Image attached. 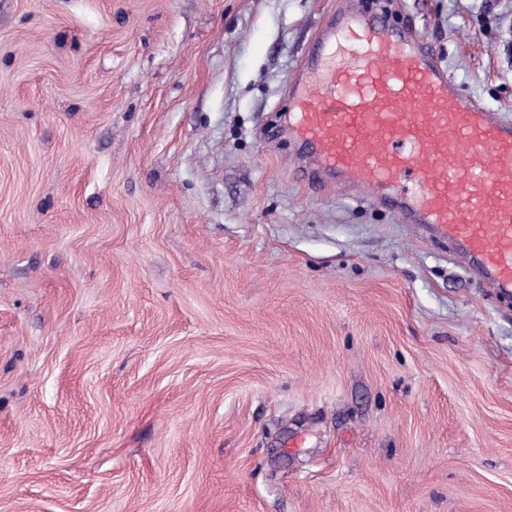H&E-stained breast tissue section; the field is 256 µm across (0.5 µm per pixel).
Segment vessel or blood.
I'll list each match as a JSON object with an SVG mask.
<instances>
[{"mask_svg":"<svg viewBox=\"0 0 512 512\" xmlns=\"http://www.w3.org/2000/svg\"><path fill=\"white\" fill-rule=\"evenodd\" d=\"M287 112L302 181L366 192L512 293V123L460 95L428 40L379 7L340 16L295 74Z\"/></svg>","mask_w":512,"mask_h":512,"instance_id":"vessel-or-blood-1","label":"vessel or blood"}]
</instances>
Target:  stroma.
<instances>
[{
	"mask_svg": "<svg viewBox=\"0 0 512 512\" xmlns=\"http://www.w3.org/2000/svg\"><path fill=\"white\" fill-rule=\"evenodd\" d=\"M366 0H0V512H512V295L280 126ZM512 120V0H388Z\"/></svg>",
	"mask_w": 512,
	"mask_h": 512,
	"instance_id": "1",
	"label": "stroma"
}]
</instances>
